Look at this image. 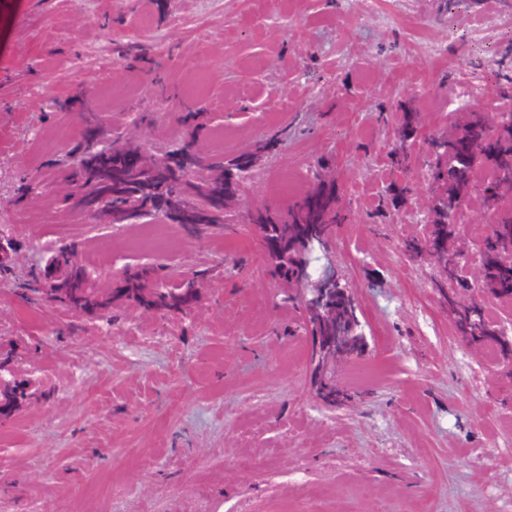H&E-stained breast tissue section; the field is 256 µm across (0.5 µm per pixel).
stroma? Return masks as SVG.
Here are the masks:
<instances>
[{
    "label": "stroma",
    "instance_id": "1",
    "mask_svg": "<svg viewBox=\"0 0 512 512\" xmlns=\"http://www.w3.org/2000/svg\"><path fill=\"white\" fill-rule=\"evenodd\" d=\"M122 43L146 47L151 77ZM511 70L512 0H0V236L17 272L74 244L105 285L150 264L199 285L187 316L44 304L27 325L0 281V337L31 391L0 421V512H512V366L462 340L445 275L403 252L429 222L416 204L432 194L427 142L458 118L449 97L512 112ZM86 104L158 154L194 112L206 153L250 157L223 229L172 224L144 254L125 244L149 219L18 198L21 172L54 181ZM408 111L420 125L399 168ZM326 174L339 218L313 252L367 338L336 366V406L315 395L303 308L252 222L284 219Z\"/></svg>",
    "mask_w": 512,
    "mask_h": 512
}]
</instances>
